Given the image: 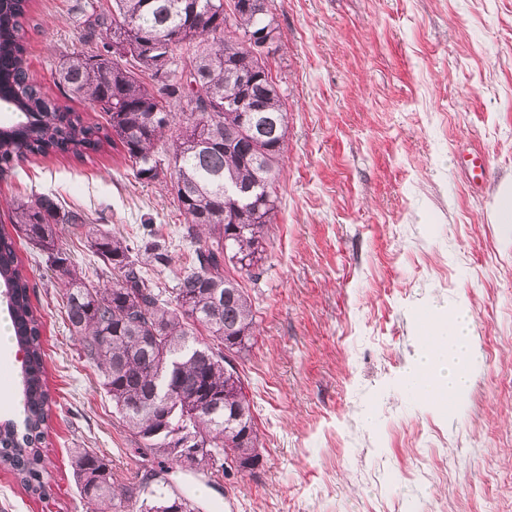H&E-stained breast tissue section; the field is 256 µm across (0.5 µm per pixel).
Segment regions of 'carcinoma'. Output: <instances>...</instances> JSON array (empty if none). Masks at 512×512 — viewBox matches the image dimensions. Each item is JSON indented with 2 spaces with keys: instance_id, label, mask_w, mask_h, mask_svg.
I'll return each mask as SVG.
<instances>
[{
  "instance_id": "carcinoma-1",
  "label": "carcinoma",
  "mask_w": 512,
  "mask_h": 512,
  "mask_svg": "<svg viewBox=\"0 0 512 512\" xmlns=\"http://www.w3.org/2000/svg\"><path fill=\"white\" fill-rule=\"evenodd\" d=\"M30 2L0 0V56L12 64L0 76V97L8 95L18 113L16 125L0 128V176L33 155L85 162L107 145L119 148L135 178L171 184L186 220L182 237L196 244L191 269L170 292L151 282L150 272L169 264L171 248L151 224H143L142 238L131 244L79 212L61 210L53 194L14 205L12 222L64 284L70 331L132 431L135 452L158 460V468L125 487L112 478L109 461L76 448L71 466L79 493L97 512H196L190 498L165 489V463L179 462L174 436L197 439L193 471L238 472V458L260 460L236 365L254 344L256 314L238 277L262 275L268 225L278 211L288 109L269 64L258 62L248 44L259 34L279 39L274 0H234L230 20L224 0H84L76 22L91 51L63 58L58 84L67 98L105 113L103 124L87 122L22 76ZM143 34L172 58L164 84L133 52ZM188 67L199 75L190 93L183 90ZM251 109L253 126L242 121ZM59 224L84 236L109 280L95 284L76 272L58 243ZM0 296L24 353L21 420L0 425V464L28 494L43 498L41 445L51 406L41 322L14 243L2 233Z\"/></svg>"
}]
</instances>
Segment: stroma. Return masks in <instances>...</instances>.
<instances>
[{
  "instance_id": "obj_1",
  "label": "stroma",
  "mask_w": 512,
  "mask_h": 512,
  "mask_svg": "<svg viewBox=\"0 0 512 512\" xmlns=\"http://www.w3.org/2000/svg\"><path fill=\"white\" fill-rule=\"evenodd\" d=\"M75 0H33L27 68L59 98L63 56L86 50ZM272 71L288 132L264 272L247 289L259 332L238 369L260 440L251 471L170 464L173 491L200 512H512V232L493 223L512 181V0H274ZM481 147L489 172L468 186ZM55 194L135 238L151 220L171 240L152 276L174 288L194 248L170 188L136 179L105 148L79 163L32 156L0 177L12 234L42 321L52 415L49 497L0 467V512H88L69 464L96 451L118 484L138 481L134 438L79 354L43 252L9 221L16 200ZM469 307L476 359L468 394L440 416L403 383L417 318ZM464 169L470 183L477 184L483 181L489 170L485 154L481 151L470 149L464 157Z\"/></svg>"
}]
</instances>
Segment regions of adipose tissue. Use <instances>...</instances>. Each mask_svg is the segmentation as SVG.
I'll use <instances>...</instances> for the list:
<instances>
[{
    "label": "adipose tissue",
    "mask_w": 512,
    "mask_h": 512,
    "mask_svg": "<svg viewBox=\"0 0 512 512\" xmlns=\"http://www.w3.org/2000/svg\"><path fill=\"white\" fill-rule=\"evenodd\" d=\"M418 326L419 351L405 370L404 384L439 415L451 416L470 385L473 318L461 305L444 314L425 309Z\"/></svg>",
    "instance_id": "obj_1"
}]
</instances>
